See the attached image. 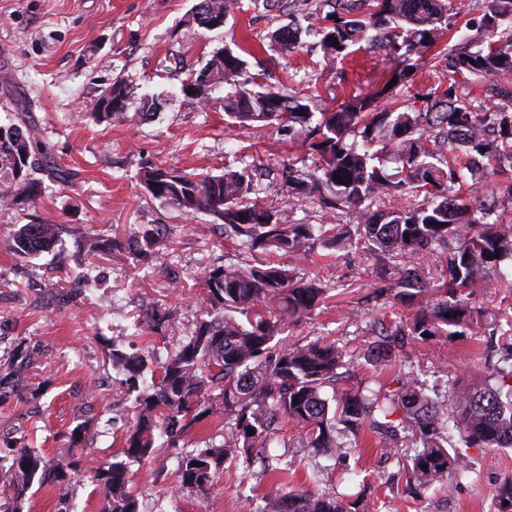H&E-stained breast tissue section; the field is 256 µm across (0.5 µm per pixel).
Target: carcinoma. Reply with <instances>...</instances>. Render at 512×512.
<instances>
[{
	"label": "carcinoma",
	"mask_w": 512,
	"mask_h": 512,
	"mask_svg": "<svg viewBox=\"0 0 512 512\" xmlns=\"http://www.w3.org/2000/svg\"><path fill=\"white\" fill-rule=\"evenodd\" d=\"M234 0H198L195 20L210 30L213 20L228 19ZM448 0H320L314 29L287 25L274 30L271 42L292 51L302 35L314 32L325 65L344 62L356 52L382 50L400 62L397 83L371 93L354 92L341 110L328 112L308 82L281 88L247 78V61L214 52L205 68L193 75L194 97L204 100L212 85L228 88L224 112L234 123L286 130L308 149L312 169L288 170V188L300 198L317 200L326 214L350 215L341 230L334 224H293L283 209L260 204L274 179L249 165L222 174L174 173L148 169L142 183L161 185L156 196L187 214L207 213L221 222L224 237L247 250L262 249L283 256L306 253L310 242L328 249L362 246L383 261L421 252L443 258L439 279L424 280L415 266H403L389 287L393 303L414 309L407 318L409 334L427 342L452 339L471 331L474 309L469 296L502 272L500 262L512 258V225L479 201H464L463 186L474 169L512 168V0H483L476 16L465 22L475 37L435 54L439 81L418 106L409 102L406 82L416 65L454 29ZM480 86L484 104L470 89ZM128 98L125 83L116 80L104 91L95 117L120 120L127 109L112 108ZM48 143L35 127L0 126V179L25 190L28 171L47 164ZM395 164L390 173L386 164ZM60 237L58 224H23L12 234V249L21 258L52 248ZM163 237L154 225L134 233L128 252L152 255ZM93 254L122 258L112 240L100 238L87 247ZM203 285L212 313L199 321L167 357L155 361L157 383L135 399V422L123 458L86 467L104 491L108 512H139L130 490V466L153 454L158 439L176 443L203 415L224 418L221 440L178 459L179 487L204 491L224 464L240 454L261 453L274 441L280 420L288 418L309 429L308 447L316 454L346 447L365 423L393 438L398 428L414 432L410 479L429 488L448 472L467 471L464 448L512 447V353L494 372L495 379L464 385L452 405L431 398L419 381L400 373L398 388L325 396L335 387L336 371L345 353L321 339L301 344L277 340L283 329L322 302L321 281L305 278L288 266L266 260L258 265L228 264L207 269ZM159 330L170 320L159 305L146 310ZM364 357L389 365L391 346L369 343ZM35 354L20 346L0 362V400L22 396V374ZM112 366L123 369L130 386L139 388L148 360L134 357L112 343ZM457 434L448 449L440 434ZM200 466L193 467L191 463ZM81 461L54 464L41 453L21 446L14 437L0 440V487L12 496L0 501V512H23L33 484L58 486L57 512H70L69 487ZM496 512H512V478L493 495ZM266 512H365L362 500L346 501L330 493L300 491L272 497Z\"/></svg>",
	"instance_id": "carcinoma-1"
}]
</instances>
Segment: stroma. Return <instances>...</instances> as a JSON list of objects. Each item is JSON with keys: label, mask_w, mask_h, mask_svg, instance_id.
Returning <instances> with one entry per match:
<instances>
[{"label": "stroma", "mask_w": 512, "mask_h": 512, "mask_svg": "<svg viewBox=\"0 0 512 512\" xmlns=\"http://www.w3.org/2000/svg\"><path fill=\"white\" fill-rule=\"evenodd\" d=\"M197 0H0V124L30 112L52 147L64 180L34 171L38 185L26 201L0 205V352L13 342L36 351L25 374L30 395L0 402V433L18 430L27 447L46 458L82 456L100 464L121 455L134 424L135 392L109 359L113 342L127 353L166 357L209 309L202 276L207 268L258 264L264 253L240 252L222 226L205 213L185 215L153 198L140 180L148 168L223 173L240 153L281 173L306 149L279 139L273 129L243 128L224 114L223 86L203 101L182 91L221 48L249 50V73L291 85L310 78L328 110L352 90L373 91L391 76L389 56L358 52L343 68L320 64L316 37L284 55L269 32L302 12L277 14L254 0H237L226 26L200 27ZM129 90L126 121L96 123L102 91L115 80ZM157 97L154 119H139L145 95ZM58 224L56 245L21 260L9 249L10 230L24 224ZM163 224L151 262L127 257L116 264L80 252V241L106 235L125 244L129 235ZM295 272L322 280L327 296L311 316L290 326L286 342L323 339L346 353L338 389L388 384L411 371L430 393L448 399L452 383L473 380L485 363H497L503 337L512 335V278H490L472 298L474 334L422 342L400 335L411 312L379 295L373 258L359 248L291 257ZM92 280L78 292V276ZM165 303L172 321L163 331L143 326V312ZM389 332L399 352L387 367L365 362L363 351L378 332ZM91 427L84 446L68 434L83 417ZM305 427L281 421L267 458L234 461L203 492L180 488L170 449H157L131 467V490L140 512H261L268 497L312 490L362 495L370 512H494L495 487L512 477V449H467L468 471L449 473L421 497L409 492L404 451L386 454L378 433L363 429L342 458L314 455Z\"/></svg>", "instance_id": "35a3bbf8"}]
</instances>
